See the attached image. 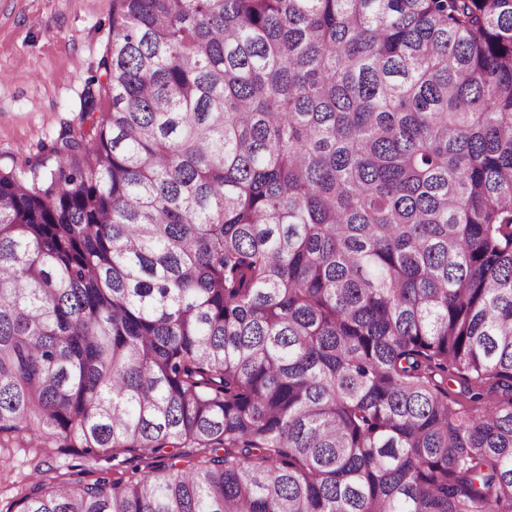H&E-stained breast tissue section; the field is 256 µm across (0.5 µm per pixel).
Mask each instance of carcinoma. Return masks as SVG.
<instances>
[{
	"label": "carcinoma",
	"mask_w": 512,
	"mask_h": 512,
	"mask_svg": "<svg viewBox=\"0 0 512 512\" xmlns=\"http://www.w3.org/2000/svg\"><path fill=\"white\" fill-rule=\"evenodd\" d=\"M99 69L0 168V448L153 461L16 512H512V0H112Z\"/></svg>",
	"instance_id": "cac0c4a2"
}]
</instances>
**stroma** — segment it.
Here are the masks:
<instances>
[{
  "label": "stroma",
  "instance_id": "1",
  "mask_svg": "<svg viewBox=\"0 0 512 512\" xmlns=\"http://www.w3.org/2000/svg\"><path fill=\"white\" fill-rule=\"evenodd\" d=\"M112 38V0H0V166L41 156L82 125L84 87ZM106 458L80 461L68 448L26 443L0 450V512L34 486L93 482Z\"/></svg>",
  "mask_w": 512,
  "mask_h": 512
}]
</instances>
